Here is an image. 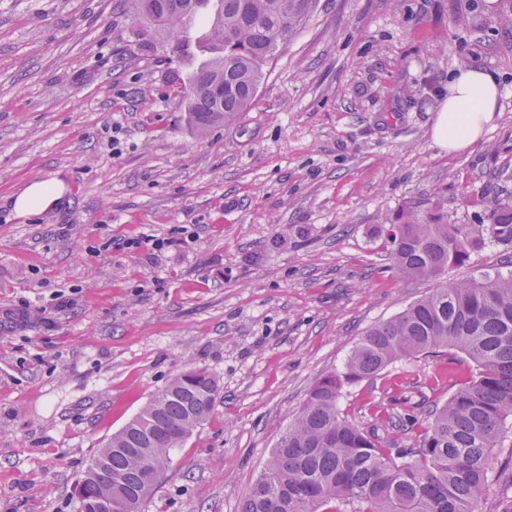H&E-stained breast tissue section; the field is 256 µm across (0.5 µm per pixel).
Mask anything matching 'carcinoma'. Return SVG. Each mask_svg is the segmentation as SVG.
<instances>
[{
    "label": "carcinoma",
    "instance_id": "cac0c4a2",
    "mask_svg": "<svg viewBox=\"0 0 512 512\" xmlns=\"http://www.w3.org/2000/svg\"><path fill=\"white\" fill-rule=\"evenodd\" d=\"M209 0H129L173 52ZM311 0H217L204 36L210 57L184 83L185 111L199 132L237 121L253 106L263 66L295 35ZM491 223L450 224L437 209L411 210L377 230L399 274L441 280L432 292L383 321L356 343L343 368L323 376L289 422L242 512H479L489 486L492 450L512 416V272L446 282L486 243L512 251V201ZM456 350L477 367L440 406L428 411L419 444H404L425 406L404 395L403 411L375 412L369 431L338 407L347 385L374 381L393 363ZM216 381L189 371L156 392L112 434L78 482L81 512H138L171 452L209 417Z\"/></svg>",
    "mask_w": 512,
    "mask_h": 512
}]
</instances>
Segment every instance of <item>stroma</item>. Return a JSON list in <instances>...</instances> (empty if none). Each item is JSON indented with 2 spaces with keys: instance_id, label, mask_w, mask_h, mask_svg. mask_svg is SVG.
<instances>
[{
  "instance_id": "obj_1",
  "label": "stroma",
  "mask_w": 512,
  "mask_h": 512,
  "mask_svg": "<svg viewBox=\"0 0 512 512\" xmlns=\"http://www.w3.org/2000/svg\"><path fill=\"white\" fill-rule=\"evenodd\" d=\"M126 0H0V512H79L112 433L173 377L217 382L209 419L139 512H241L310 388L368 329L430 293L376 237L407 210L485 221L512 200V0H314L255 105L197 134L204 60L152 47ZM496 75L494 126L431 137L459 67ZM61 180L59 206L10 204ZM153 237L164 248L129 247ZM443 358L346 386L360 427Z\"/></svg>"
}]
</instances>
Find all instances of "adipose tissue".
Returning <instances> with one entry per match:
<instances>
[{
	"instance_id": "obj_1",
	"label": "adipose tissue",
	"mask_w": 512,
	"mask_h": 512,
	"mask_svg": "<svg viewBox=\"0 0 512 512\" xmlns=\"http://www.w3.org/2000/svg\"><path fill=\"white\" fill-rule=\"evenodd\" d=\"M500 90L496 78L480 68L462 67L448 83L432 128V139L441 149H467L492 127ZM64 186L57 180H35L12 200V208L24 217L44 211L62 200Z\"/></svg>"
}]
</instances>
